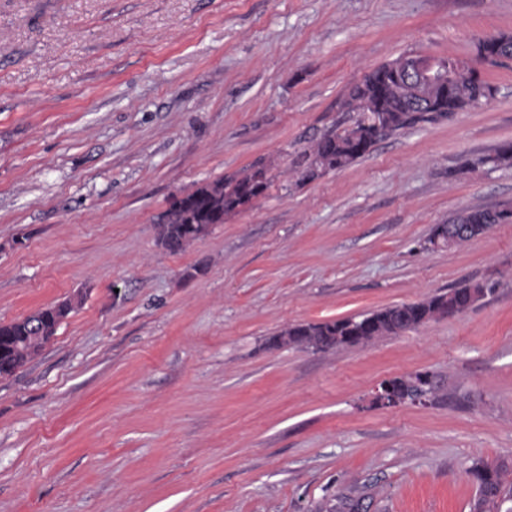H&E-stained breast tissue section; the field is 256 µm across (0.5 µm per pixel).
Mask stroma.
<instances>
[{
  "label": "stroma",
  "mask_w": 512,
  "mask_h": 512,
  "mask_svg": "<svg viewBox=\"0 0 512 512\" xmlns=\"http://www.w3.org/2000/svg\"><path fill=\"white\" fill-rule=\"evenodd\" d=\"M512 0H0V323L69 316L0 377V512H470L512 469V223L423 249L465 209L512 208ZM403 56L469 62L492 100L314 179L298 156ZM264 161L265 196L180 252L174 197ZM494 284L371 343L269 346L298 323ZM432 374L426 403H371ZM470 474L478 484V493L483 495L481 509L476 512H512V481L507 478V469L500 464L476 463Z\"/></svg>",
  "instance_id": "obj_1"
}]
</instances>
